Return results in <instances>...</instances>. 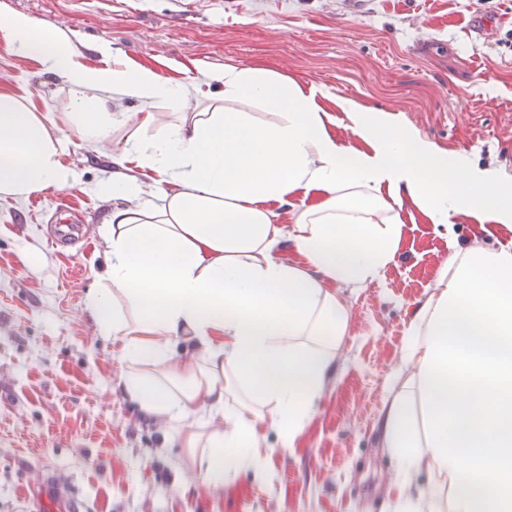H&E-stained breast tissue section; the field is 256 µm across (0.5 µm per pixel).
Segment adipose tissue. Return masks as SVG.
<instances>
[{
    "label": "adipose tissue",
    "mask_w": 512,
    "mask_h": 512,
    "mask_svg": "<svg viewBox=\"0 0 512 512\" xmlns=\"http://www.w3.org/2000/svg\"><path fill=\"white\" fill-rule=\"evenodd\" d=\"M0 40L78 87L67 125L80 139L128 131L100 187L114 201L100 229L108 285L86 309L120 347L126 393L200 449L206 483L271 482L266 432L284 451L304 434L348 333L344 289L378 280L399 247L393 202L409 198L444 236L460 214L512 224V178L388 111L341 99L356 148L336 140L315 90L265 69H206L189 86L105 44L111 64L89 68L65 34L21 15L0 22ZM125 98L137 112L109 110ZM64 151L54 113L0 86V199L70 185ZM179 339L192 357L176 359ZM383 438L397 512H512V247L476 241L445 261L410 323Z\"/></svg>",
    "instance_id": "1"
}]
</instances>
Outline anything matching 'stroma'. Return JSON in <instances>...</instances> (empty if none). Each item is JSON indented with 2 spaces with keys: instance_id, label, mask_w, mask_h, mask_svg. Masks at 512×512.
<instances>
[{
  "instance_id": "stroma-1",
  "label": "stroma",
  "mask_w": 512,
  "mask_h": 512,
  "mask_svg": "<svg viewBox=\"0 0 512 512\" xmlns=\"http://www.w3.org/2000/svg\"><path fill=\"white\" fill-rule=\"evenodd\" d=\"M18 14L66 33L88 67L103 66L105 43L178 80L202 66L265 68L322 90L327 109L343 97L398 113L449 153L512 176V0H0V19ZM472 16L494 20L491 33L467 36ZM425 40L434 53L416 55ZM4 84L47 111L71 108L68 83L0 41ZM61 136L74 184L37 194L36 211L0 199V512H392L398 462L381 416L412 312L454 249L512 246V226L460 215L445 238L403 200L392 262L345 293L337 376L296 448L278 452L267 431L271 483L243 474L214 486L170 426L118 386L119 351L85 309L106 285L99 227L112 203L99 186L112 147ZM65 206L80 231L60 250L48 236Z\"/></svg>"
}]
</instances>
